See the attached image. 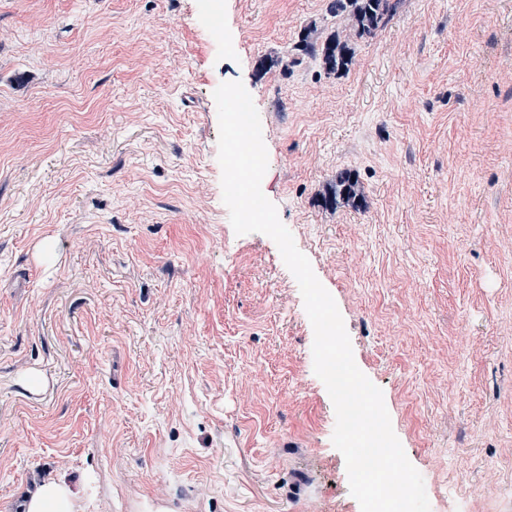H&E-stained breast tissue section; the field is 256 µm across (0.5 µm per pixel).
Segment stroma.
Wrapping results in <instances>:
<instances>
[{
	"mask_svg": "<svg viewBox=\"0 0 512 512\" xmlns=\"http://www.w3.org/2000/svg\"><path fill=\"white\" fill-rule=\"evenodd\" d=\"M214 5L0 0V512L39 470L73 512H360L300 287L222 201L235 80L430 512H512V0L364 38L328 0ZM342 170L364 207L319 203ZM314 32V27L307 29L297 43L296 49L318 60L328 73L347 70L353 58L349 45L336 37L319 41Z\"/></svg>",
	"mask_w": 512,
	"mask_h": 512,
	"instance_id": "1",
	"label": "stroma"
}]
</instances>
